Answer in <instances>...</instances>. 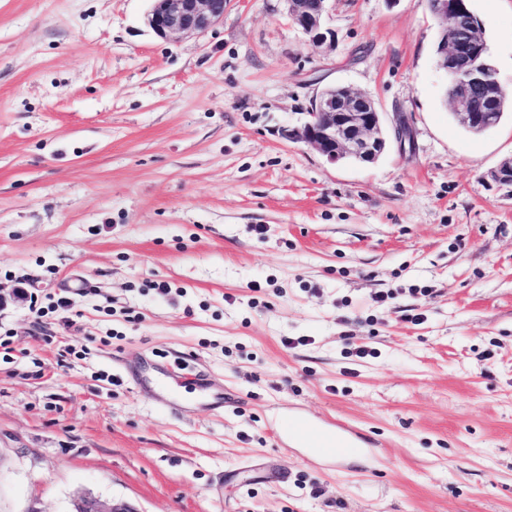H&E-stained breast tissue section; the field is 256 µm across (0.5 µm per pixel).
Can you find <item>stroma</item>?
I'll return each mask as SVG.
<instances>
[{
  "mask_svg": "<svg viewBox=\"0 0 512 512\" xmlns=\"http://www.w3.org/2000/svg\"><path fill=\"white\" fill-rule=\"evenodd\" d=\"M469 6L512 88V0ZM149 8L0 0V512H512V112L454 121L426 0H331L329 47L285 0L184 38ZM335 84L410 147L290 139ZM178 361L212 390L159 409L129 372ZM310 430V424L301 420L291 428L286 429V432L294 439L302 441L305 448H312L319 455L332 456L348 452V438L343 435V428L340 425H336L334 431L318 432L319 435L311 434ZM70 512H139L132 504L117 500L104 505L96 497L81 495L74 500L73 510Z\"/></svg>",
  "mask_w": 512,
  "mask_h": 512,
  "instance_id": "stroma-1",
  "label": "stroma"
}]
</instances>
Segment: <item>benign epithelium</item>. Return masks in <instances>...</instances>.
Returning a JSON list of instances; mask_svg holds the SVG:
<instances>
[{"label": "benign epithelium", "instance_id": "benign-epithelium-1", "mask_svg": "<svg viewBox=\"0 0 512 512\" xmlns=\"http://www.w3.org/2000/svg\"><path fill=\"white\" fill-rule=\"evenodd\" d=\"M147 21L160 37H188L210 29L224 17L225 0H150ZM292 22L309 36L312 44L330 45L334 31L325 18L330 0H285ZM428 9L440 25L436 48L438 70L454 77L449 98L458 122L472 133L480 134L501 120L508 99L507 87L497 78L487 46L480 35L479 21L468 0H427ZM468 18V30L461 19ZM303 126L290 133L316 150L329 162L349 161L372 164L384 153L388 137L399 143L411 138L410 128L399 116L386 130L375 100L368 94L334 85L324 88L312 100ZM71 512H139L132 504L117 500L104 505L96 497L81 495Z\"/></svg>", "mask_w": 512, "mask_h": 512}]
</instances>
